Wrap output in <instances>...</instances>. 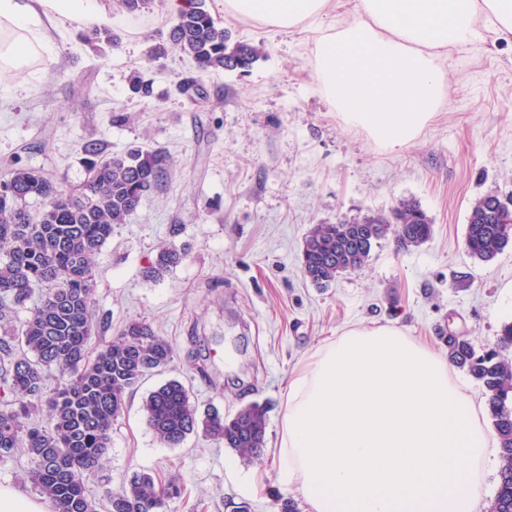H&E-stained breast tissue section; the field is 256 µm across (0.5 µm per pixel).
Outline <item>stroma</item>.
<instances>
[{
    "instance_id": "1",
    "label": "stroma",
    "mask_w": 512,
    "mask_h": 512,
    "mask_svg": "<svg viewBox=\"0 0 512 512\" xmlns=\"http://www.w3.org/2000/svg\"><path fill=\"white\" fill-rule=\"evenodd\" d=\"M103 3L118 46L94 51L82 39L89 24L66 22L53 55L0 88V177L14 163L78 185L88 139L115 154L134 144L159 149L169 161L167 182L95 256L93 310L108 324L94 328L88 348L143 320L176 356L126 392L102 468L86 479L89 497L104 502L144 471L178 484L166 512H279L280 501L297 496L278 477L284 393L298 362L325 338L355 323L393 321L443 356L448 332L492 345L512 321V245L487 264L465 247L474 202L490 191L512 200V44L489 32L451 51L449 106L413 145L389 155L329 112L312 77L310 33H266L227 18L223 0H207L234 39L262 53L248 72L202 76L210 98L193 105L176 88L190 59L176 49L148 56L168 40L167 0L134 15ZM138 75L152 80V99H132ZM116 112L127 123L112 124ZM405 200L431 219L427 242L403 249L391 235L326 287L304 278L313 225L387 215ZM167 245L186 258L145 279ZM172 378L202 411L265 405L260 460L201 432L176 448L158 443L142 401Z\"/></svg>"
}]
</instances>
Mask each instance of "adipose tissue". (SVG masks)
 Masks as SVG:
<instances>
[{
  "label": "adipose tissue",
  "instance_id": "obj_1",
  "mask_svg": "<svg viewBox=\"0 0 512 512\" xmlns=\"http://www.w3.org/2000/svg\"><path fill=\"white\" fill-rule=\"evenodd\" d=\"M224 0L226 17L313 34L330 111L382 151L412 145L449 97L448 52L492 30L512 42V0ZM100 0H0V85L54 44L67 20L102 18ZM279 480L307 512H480L493 437L436 355L394 324H355L294 371L284 395Z\"/></svg>",
  "mask_w": 512,
  "mask_h": 512
}]
</instances>
